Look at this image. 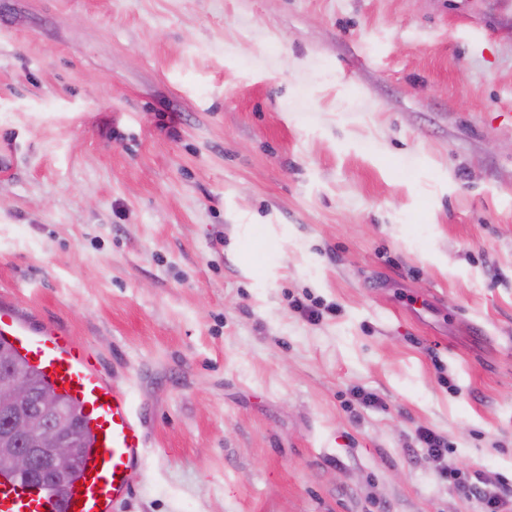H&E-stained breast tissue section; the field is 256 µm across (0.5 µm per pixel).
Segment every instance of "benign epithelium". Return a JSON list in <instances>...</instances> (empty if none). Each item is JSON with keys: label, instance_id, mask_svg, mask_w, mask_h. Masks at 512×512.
Wrapping results in <instances>:
<instances>
[{"label": "benign epithelium", "instance_id": "7a95c632", "mask_svg": "<svg viewBox=\"0 0 512 512\" xmlns=\"http://www.w3.org/2000/svg\"><path fill=\"white\" fill-rule=\"evenodd\" d=\"M0 410L10 420L7 433L0 437V452L9 458L8 470L28 476L43 457L61 474L76 462L79 448L69 420L50 399L36 398L25 376L9 375L0 380ZM17 437L26 440L27 447H11Z\"/></svg>", "mask_w": 512, "mask_h": 512}]
</instances>
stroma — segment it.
<instances>
[{"label": "stroma", "instance_id": "35a3bbf8", "mask_svg": "<svg viewBox=\"0 0 512 512\" xmlns=\"http://www.w3.org/2000/svg\"><path fill=\"white\" fill-rule=\"evenodd\" d=\"M11 299L132 390L116 512H482L416 433L512 487V0H0Z\"/></svg>", "mask_w": 512, "mask_h": 512}]
</instances>
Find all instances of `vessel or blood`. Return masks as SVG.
I'll use <instances>...</instances> for the list:
<instances>
[{"instance_id":"1","label":"vessel or blood","mask_w":512,"mask_h":512,"mask_svg":"<svg viewBox=\"0 0 512 512\" xmlns=\"http://www.w3.org/2000/svg\"><path fill=\"white\" fill-rule=\"evenodd\" d=\"M0 341L33 367L84 418L90 438L75 482L64 490L0 473V512H114L144 477L148 440L128 390L107 380L98 361L67 331L31 328L12 303L0 302Z\"/></svg>"}]
</instances>
